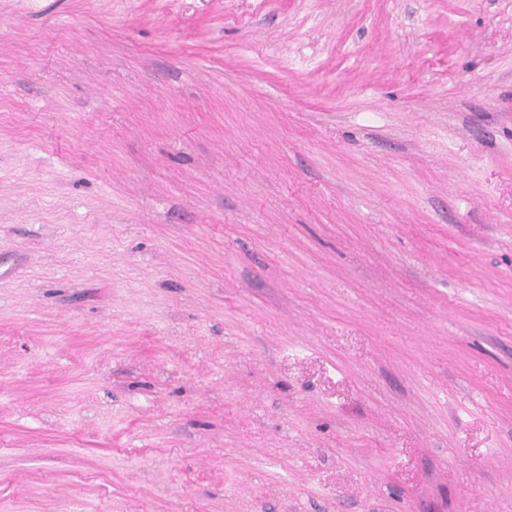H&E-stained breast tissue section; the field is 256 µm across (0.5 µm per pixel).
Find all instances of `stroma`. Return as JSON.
Returning a JSON list of instances; mask_svg holds the SVG:
<instances>
[{"instance_id":"1","label":"stroma","mask_w":512,"mask_h":512,"mask_svg":"<svg viewBox=\"0 0 512 512\" xmlns=\"http://www.w3.org/2000/svg\"><path fill=\"white\" fill-rule=\"evenodd\" d=\"M0 512H512V0H0Z\"/></svg>"}]
</instances>
